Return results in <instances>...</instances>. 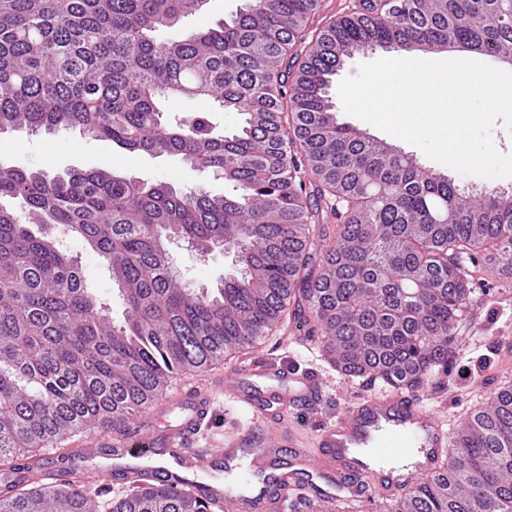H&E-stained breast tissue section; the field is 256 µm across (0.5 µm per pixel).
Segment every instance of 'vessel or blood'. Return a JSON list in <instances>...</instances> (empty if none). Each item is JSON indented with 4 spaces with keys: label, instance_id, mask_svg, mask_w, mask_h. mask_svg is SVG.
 <instances>
[{
    "label": "vessel or blood",
    "instance_id": "vessel-or-blood-1",
    "mask_svg": "<svg viewBox=\"0 0 512 512\" xmlns=\"http://www.w3.org/2000/svg\"><path fill=\"white\" fill-rule=\"evenodd\" d=\"M216 393L227 396L248 421L219 446L196 447L195 436ZM324 399L314 372L254 356L215 380L210 390L184 389L165 407L147 409L149 420L162 427L139 441L140 457L123 465L124 477L145 479L149 468L140 459L159 448L184 473L244 468L265 476L260 493L248 487L230 496L223 484H210L211 499L224 501L226 512H284L300 496L331 505L333 512H372L376 501L438 473L450 457L446 421L421 396L397 388L347 406L322 423L314 446H307L287 432V417Z\"/></svg>",
    "mask_w": 512,
    "mask_h": 512
}]
</instances>
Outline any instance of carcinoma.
I'll list each match as a JSON object with an SVG mask.
<instances>
[{"label":"carcinoma","instance_id":"1","mask_svg":"<svg viewBox=\"0 0 512 512\" xmlns=\"http://www.w3.org/2000/svg\"><path fill=\"white\" fill-rule=\"evenodd\" d=\"M209 0H0V133L77 129L129 154L176 156L236 194L104 168L53 178L0 165V512H213L202 485L157 475L104 488L46 476L43 452L94 425L125 435L176 375L204 372L294 322L346 377L420 387L448 366L484 257L512 275V195L448 177L336 119L334 77L362 49L454 44L512 61V0H245L162 40ZM206 99L236 112L217 131ZM338 223L330 225L324 212ZM112 273L116 325L62 240ZM234 253L195 291L166 243ZM395 512H512V385L473 411L446 469Z\"/></svg>","mask_w":512,"mask_h":512}]
</instances>
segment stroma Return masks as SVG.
I'll use <instances>...</instances> for the list:
<instances>
[{
  "mask_svg": "<svg viewBox=\"0 0 512 512\" xmlns=\"http://www.w3.org/2000/svg\"><path fill=\"white\" fill-rule=\"evenodd\" d=\"M397 148L413 155L425 167L449 176L464 191L494 189L512 192V178L485 179L463 175L427 158L415 146L397 141ZM0 163H19L33 170L55 174L70 168L105 167L133 177L173 182L190 190L205 187L214 194H231L232 188L221 176L199 171L176 157L130 155L111 145L84 136L79 131L62 129L52 135L27 130L0 133ZM69 248L76 256L88 288L102 299H111L115 285L98 256L81 240L73 239ZM175 269L182 279L196 287L213 288L224 275L235 269L232 255L216 248L199 254L183 245H171ZM474 283L472 301L457 323L456 341L448 356V369L436 374L421 389L432 404L447 412L454 426H461L465 416L483 406L499 388L512 383V372L499 363V341L512 336V276L493 272L489 262L471 271ZM295 326H285L263 341L265 351L275 360L293 361L301 367H316L329 393L321 411L301 410L292 417V428L301 436L311 435L321 419L342 411L356 401L367 388L361 381L348 380L324 359L319 348L294 344Z\"/></svg>",
  "mask_w": 512,
  "mask_h": 512,
  "instance_id": "obj_1",
  "label": "stroma"
}]
</instances>
